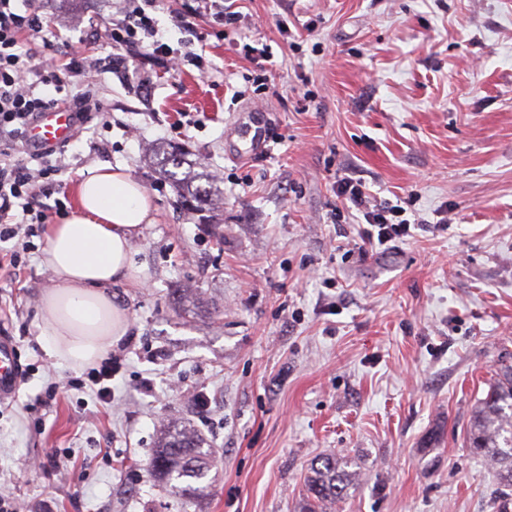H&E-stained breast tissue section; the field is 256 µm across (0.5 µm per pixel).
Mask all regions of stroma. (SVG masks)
<instances>
[{"label":"stroma","instance_id":"stroma-1","mask_svg":"<svg viewBox=\"0 0 512 512\" xmlns=\"http://www.w3.org/2000/svg\"><path fill=\"white\" fill-rule=\"evenodd\" d=\"M223 32L189 43L155 12L176 53L202 66L99 75L109 108L65 149L55 194L121 166L157 208L134 244L142 284L114 286L130 326L112 346V401L49 356L39 264L46 227L0 282V336L27 375L0 400V493L18 512H299L312 462L333 453L361 478L334 512H502L501 486L466 444L479 399L512 364V0H224ZM56 66L116 0H49ZM269 47L264 66L234 45ZM265 86H257L258 75ZM264 129L240 158V128ZM206 158L224 222L182 208L146 154ZM404 208L412 238L361 258L362 217L340 174ZM338 223H331L332 210ZM195 289L181 313L177 291ZM152 390H144V382ZM206 394L209 409L196 408ZM193 424L215 448L211 492L189 501L151 478L162 424Z\"/></svg>","mask_w":512,"mask_h":512}]
</instances>
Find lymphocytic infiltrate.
I'll list each match as a JSON object with an SVG mask.
<instances>
[{
  "mask_svg": "<svg viewBox=\"0 0 512 512\" xmlns=\"http://www.w3.org/2000/svg\"><path fill=\"white\" fill-rule=\"evenodd\" d=\"M156 7L157 0H124L118 17L108 19L94 33L97 41L111 49L103 61L74 46L64 67L49 69L39 54L20 48L21 37L42 38L48 28L49 17L43 7L36 0H0V241L18 237L24 226L42 223L46 215L41 199L63 171L61 154L57 147L28 143L26 131L42 112L58 107L59 92L75 82L83 85V93L68 105L75 126L80 128L91 113L105 111L102 100L92 92L99 67L125 76L131 62L146 59L166 71H178L154 18ZM207 15L219 25L234 24L238 18L237 12L219 7L217 0H193L188 8L174 13L173 20L193 36ZM335 191L366 222L358 234L361 255L410 236L411 223L402 218L401 206L371 201L360 180L338 177Z\"/></svg>",
  "mask_w": 512,
  "mask_h": 512,
  "instance_id": "f902f5d3",
  "label": "lymphocytic infiltrate"
}]
</instances>
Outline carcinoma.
<instances>
[{
    "mask_svg": "<svg viewBox=\"0 0 512 512\" xmlns=\"http://www.w3.org/2000/svg\"><path fill=\"white\" fill-rule=\"evenodd\" d=\"M181 205L194 210H213L223 201L217 181L206 172L173 178ZM466 442L496 471L499 482L512 487V364L496 372L484 398L478 401ZM213 449L189 425L169 426L160 438L149 463L150 475L174 488L189 500L206 494L205 478L214 467ZM345 456L329 454L310 468L305 480L301 512H328L357 483L359 473L349 470Z\"/></svg>",
    "mask_w": 512,
    "mask_h": 512,
    "instance_id": "cac0c4a2",
    "label": "carcinoma"
}]
</instances>
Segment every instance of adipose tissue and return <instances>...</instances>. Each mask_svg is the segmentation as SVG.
Here are the masks:
<instances>
[{
    "instance_id": "1",
    "label": "adipose tissue",
    "mask_w": 512,
    "mask_h": 512,
    "mask_svg": "<svg viewBox=\"0 0 512 512\" xmlns=\"http://www.w3.org/2000/svg\"><path fill=\"white\" fill-rule=\"evenodd\" d=\"M75 196L65 222L47 227L40 264L54 284L43 299L39 336L51 357L80 367L128 333L127 311L112 288L138 282L133 247L155 216L145 187L108 164L80 178Z\"/></svg>"
}]
</instances>
